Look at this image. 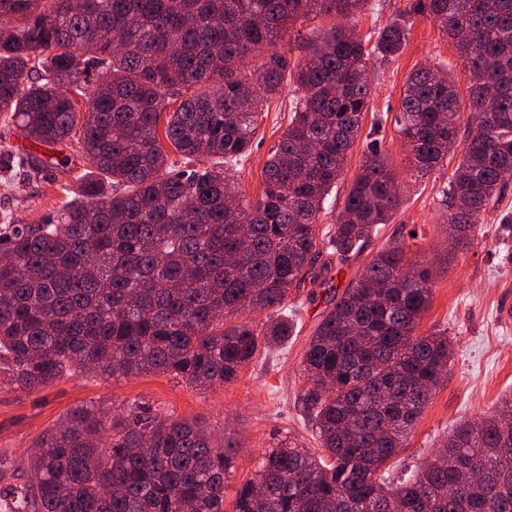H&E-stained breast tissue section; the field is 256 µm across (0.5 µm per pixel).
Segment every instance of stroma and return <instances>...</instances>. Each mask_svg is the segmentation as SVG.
<instances>
[{
  "mask_svg": "<svg viewBox=\"0 0 512 512\" xmlns=\"http://www.w3.org/2000/svg\"><path fill=\"white\" fill-rule=\"evenodd\" d=\"M439 62L450 65L459 89L467 90L468 74L458 62L451 40L429 20L417 18L402 55L371 67L374 91L363 131L379 140L402 180V205L391 222L373 235L365 253L340 264L321 245L313 259L317 268L338 264L341 276L332 282V292L338 294L358 279L371 253L383 247L402 245L409 261L433 269L431 304L417 332L447 331L454 354L404 451L392 461L398 470L430 457L457 423L482 419L504 396L512 395V323L500 317L505 307H512V238L502 227L504 220L512 217V183L484 214L483 234L474 246L464 253H451L439 203L453 168L447 165L418 176L393 122L408 74L424 64ZM294 95L293 83L285 82L260 122L251 152L228 170L231 184L247 198L261 191L262 168L288 126ZM24 140L23 132L0 112V219L8 216L38 224L62 206L68 191L77 189V178L84 174L86 163L74 148L62 145L54 159L55 181L24 178L12 169L8 157ZM365 148V141L354 144L346 169L348 178L359 168ZM348 178L339 182L320 212V232L334 227L349 190ZM329 293L308 279L290 288L287 303L296 311L293 335L283 346L260 350L231 381L220 385L198 390L167 373L113 381L73 369L35 391L0 388V455L9 462L0 470V488L23 483L38 440L71 409L94 405L112 416L133 408L196 419L209 428L214 439L235 438L236 457L224 497V512H233L237 489L252 478L266 450L286 438L302 448L319 447L304 404L309 384L302 359L315 327L328 310Z\"/></svg>",
  "mask_w": 512,
  "mask_h": 512,
  "instance_id": "35a3bbf8",
  "label": "stroma"
}]
</instances>
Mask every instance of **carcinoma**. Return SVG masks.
Returning a JSON list of instances; mask_svg holds the SVG:
<instances>
[{
    "label": "carcinoma",
    "mask_w": 512,
    "mask_h": 512,
    "mask_svg": "<svg viewBox=\"0 0 512 512\" xmlns=\"http://www.w3.org/2000/svg\"><path fill=\"white\" fill-rule=\"evenodd\" d=\"M368 2L0 0V112L37 147L77 145L101 177L41 224L0 226V386L36 390L79 369L201 388L284 342L288 291L308 274L318 215L370 104L369 62L399 56L415 17L452 39L469 74L470 126L442 205L451 243L474 244L466 232L512 181V0H406L361 35ZM311 15L332 25L304 56L279 54ZM289 76L300 95L262 191L237 196L224 166L249 154ZM460 111L452 68L409 74L394 122L418 173L448 162ZM12 165L51 168L36 152ZM401 203L384 150L367 142L332 252L362 253ZM433 287L402 246L374 254L304 354L321 451L286 440L267 450L234 512H512L511 396L389 477L452 357L446 332L416 334ZM258 311L260 327L245 317ZM234 457L195 420L82 405L40 439L7 512H224Z\"/></svg>",
    "instance_id": "cac0c4a2"
}]
</instances>
